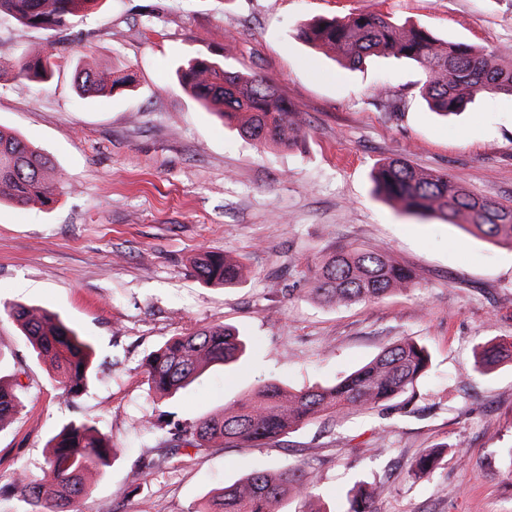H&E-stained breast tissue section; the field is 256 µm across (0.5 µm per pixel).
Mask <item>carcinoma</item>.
I'll list each match as a JSON object with an SVG mask.
<instances>
[{
	"label": "carcinoma",
	"instance_id": "cac0c4a2",
	"mask_svg": "<svg viewBox=\"0 0 512 512\" xmlns=\"http://www.w3.org/2000/svg\"><path fill=\"white\" fill-rule=\"evenodd\" d=\"M98 5L99 0H0V14L11 15L24 27L63 35ZM298 37L333 52L352 68L376 54L417 63L423 73L420 95L441 115L462 111L478 93L512 96L511 57L438 38L421 24L400 23L381 14L349 13L305 23L299 26ZM62 59L63 53L53 43L24 53L13 68L22 79L46 84ZM177 75L196 101L228 123L239 122L241 133L261 145L297 147L310 129L305 113L273 85L226 68L220 58H189L178 67ZM133 82V74L125 68L82 69L77 94L83 98ZM372 179L378 195L402 204L411 214L469 226L491 242L512 245V206L477 197L446 171H424L404 157H394L378 163ZM61 184V174L48 155L0 129V201L24 205L37 200L49 206ZM192 269L202 282L224 288L238 284L243 273L240 262L212 252L195 257ZM415 280L412 269L384 252L347 248L332 253L317 267L309 295L329 306H345L403 291ZM8 313L36 355L52 362L63 394L70 399L84 395L92 378L93 344L56 313L20 303L11 305ZM244 350V340L233 328L214 325L168 339L143 359L142 367L149 388L168 396L207 367L232 362ZM506 352L501 344L484 345L481 366L495 365ZM431 364V353L424 344L404 339L332 385L290 389L277 382L265 383L248 398L224 406L221 413L177 428L174 439L159 453L135 463V474L147 476L160 470L181 447L268 444L317 415L345 418L382 406L414 389ZM20 406L15 389L0 381V428L14 418ZM49 444L42 473H22L0 485V499L20 497L32 505L30 512H73L75 501L88 492L85 474L106 470L116 456L112 441L88 421L67 423ZM439 458L437 450L420 456L413 474L430 475ZM318 483V474L301 465L256 470L217 489L197 512H278L279 504L291 498L312 497ZM373 494L366 487L353 490L345 512H374Z\"/></svg>",
	"mask_w": 512,
	"mask_h": 512
}]
</instances>
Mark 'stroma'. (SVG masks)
Segmentation results:
<instances>
[{
	"label": "stroma",
	"mask_w": 512,
	"mask_h": 512,
	"mask_svg": "<svg viewBox=\"0 0 512 512\" xmlns=\"http://www.w3.org/2000/svg\"><path fill=\"white\" fill-rule=\"evenodd\" d=\"M392 14L438 36L512 52V0H101L70 30L45 88L8 66L53 32L0 15V127L51 157L65 183L51 206L0 203V380L21 407L0 429V483L42 466L50 438L87 419L119 455L75 512H197L210 493L252 470L319 471L310 501L289 512H341L356 484L375 512H512V360L477 368L478 345L512 346V247L423 219L378 197L376 163L403 157L451 174L477 196L512 205V97L479 94L458 116L430 113L420 68L374 56L358 69L296 36L308 19ZM220 56L257 74L307 113L302 146L262 147L202 107L178 81L191 56ZM125 67L133 87L80 98L78 68ZM384 250L419 275L415 288L347 307L312 301L315 267L340 248ZM241 259L246 278L204 284L190 261ZM57 313L96 350L87 395L69 401L4 309ZM226 324L249 338L236 362L209 367L175 396L150 391L143 358L171 337ZM432 367L415 398L340 421L313 420L284 441L197 452L134 479L135 461L167 430L277 379L331 384L404 338ZM442 448L414 479L415 460Z\"/></svg>",
	"instance_id": "stroma-1"
}]
</instances>
